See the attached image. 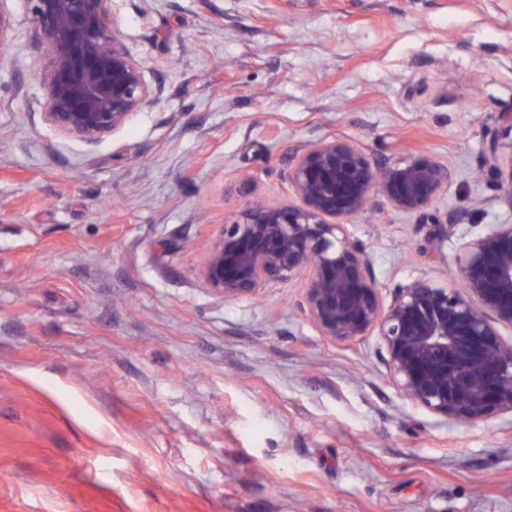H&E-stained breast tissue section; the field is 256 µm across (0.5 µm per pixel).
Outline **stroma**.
<instances>
[{
	"label": "stroma",
	"mask_w": 512,
	"mask_h": 512,
	"mask_svg": "<svg viewBox=\"0 0 512 512\" xmlns=\"http://www.w3.org/2000/svg\"><path fill=\"white\" fill-rule=\"evenodd\" d=\"M0 60V512H512V417L393 386L378 337L321 336L303 283L226 302L225 217L291 202L309 144L448 167L435 221L348 224L383 298L451 284L512 223L484 163L512 115V0H112L151 101L95 144L44 121L22 0Z\"/></svg>",
	"instance_id": "1"
}]
</instances>
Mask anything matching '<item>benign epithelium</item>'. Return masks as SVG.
<instances>
[{
    "mask_svg": "<svg viewBox=\"0 0 512 512\" xmlns=\"http://www.w3.org/2000/svg\"><path fill=\"white\" fill-rule=\"evenodd\" d=\"M47 38L40 75L46 122L93 143L125 127L149 100L139 64L125 50L112 0H24ZM506 162L500 191L512 207V122L488 142L486 162ZM451 177L416 157L379 168L346 140L303 149L288 169L297 199L253 203L225 219L201 277L216 297H255L271 283L304 282L303 307L321 335L356 343L375 335L397 390L430 413L475 423L512 415V223L462 237L457 284L420 278L389 302L372 277L363 245L347 231L380 196L400 214L432 219L429 209Z\"/></svg>",
    "mask_w": 512,
    "mask_h": 512,
    "instance_id": "7a95c632",
    "label": "benign epithelium"
}]
</instances>
